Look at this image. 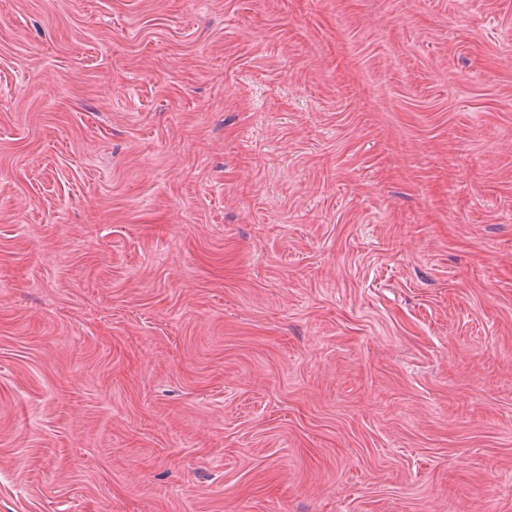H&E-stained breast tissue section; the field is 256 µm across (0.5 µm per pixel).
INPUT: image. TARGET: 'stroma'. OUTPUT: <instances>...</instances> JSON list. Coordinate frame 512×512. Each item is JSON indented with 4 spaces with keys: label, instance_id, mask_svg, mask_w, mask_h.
Segmentation results:
<instances>
[{
    "label": "stroma",
    "instance_id": "obj_1",
    "mask_svg": "<svg viewBox=\"0 0 512 512\" xmlns=\"http://www.w3.org/2000/svg\"><path fill=\"white\" fill-rule=\"evenodd\" d=\"M0 512H512V0H0Z\"/></svg>",
    "mask_w": 512,
    "mask_h": 512
}]
</instances>
